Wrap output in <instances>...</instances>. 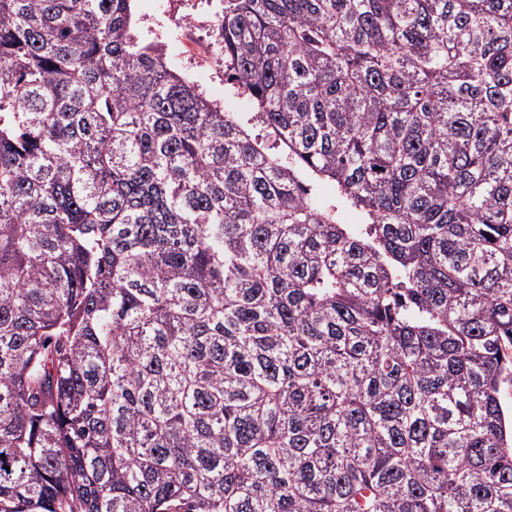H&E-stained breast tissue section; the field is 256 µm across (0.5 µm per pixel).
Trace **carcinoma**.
<instances>
[{
    "label": "carcinoma",
    "mask_w": 512,
    "mask_h": 512,
    "mask_svg": "<svg viewBox=\"0 0 512 512\" xmlns=\"http://www.w3.org/2000/svg\"><path fill=\"white\" fill-rule=\"evenodd\" d=\"M134 2L0 0V512H512V0ZM137 0L135 13L137 18L136 31L138 35L147 40L161 41L165 45L167 59L174 70L197 84L204 94L214 103H217L226 112H255L252 103L245 96L236 83L224 73V64L220 61L205 60L201 53L204 51V42L208 35L205 26L219 5L218 0ZM191 17L202 22L201 28L196 32L198 39L191 44H183L172 33L174 29L179 32L182 42H190L195 36V25L192 19L176 17L175 14ZM193 71L187 76L184 71Z\"/></svg>",
    "instance_id": "1"
}]
</instances>
